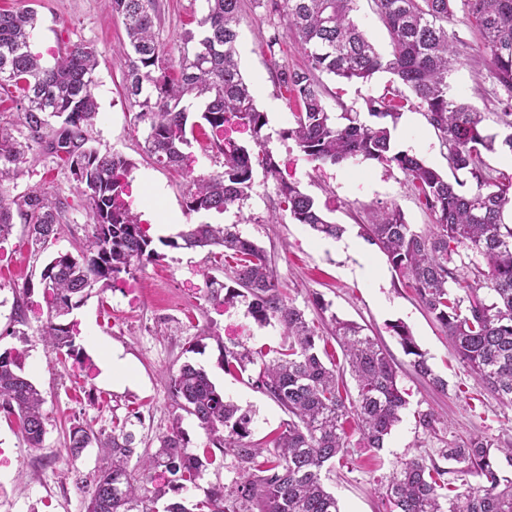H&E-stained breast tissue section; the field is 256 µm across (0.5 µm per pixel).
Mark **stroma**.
<instances>
[{"label": "stroma", "instance_id": "35a3bbf8", "mask_svg": "<svg viewBox=\"0 0 512 512\" xmlns=\"http://www.w3.org/2000/svg\"><path fill=\"white\" fill-rule=\"evenodd\" d=\"M28 7L38 15L34 35L46 49L45 63H52L54 55L70 44L94 46L99 104L95 145L102 151L120 152L133 162L135 211L159 217L172 208L181 211L182 224L231 223L229 214L187 213L183 173L156 166L142 152L143 137L136 132L122 97L125 64L116 47L125 38L124 26L104 0H0V10ZM158 7L160 35L173 47L184 31L195 28L205 0H158ZM448 30L456 37L460 56L459 66L448 78L449 95L470 103L482 113L491 131H499L496 81L463 12H456ZM269 31L262 9L248 0L238 56L258 108L268 114L270 146L289 180L299 182L330 221L343 225L347 235L359 240L361 249L354 252L337 247L334 239L321 237L304 224L288 220L266 223L277 196L272 180L259 168L254 171V192L245 208L252 220L241 225L240 231L266 250L290 300L304 309L308 320L324 332L330 329L331 316L355 321L378 339L399 366L400 385L408 401L401 422L378 451L364 447L355 424L347 423V453L325 480L342 512H387L378 490L387 484L398 461L436 454L438 449L452 447L472 434L504 445L511 443L512 403L486 391L456 359L448 337L424 312L411 288L399 281L379 248L364 239L363 225L370 223L374 209L386 205H398L416 230L432 224V216L406 176L397 168L372 160L318 169L293 141L279 138L291 114L285 93L272 74L279 64H303L304 56L290 40L276 53H269ZM391 80L390 74L379 73L371 83L360 85L324 76L327 105L335 113L344 107L365 112L366 98L386 93ZM272 101L277 103V110H269ZM397 104V150L447 171V151L427 123L423 108L406 89ZM157 186L163 190L158 197L152 193ZM69 187L64 171L40 162L31 166L18 184L1 185L0 193L10 199L31 188L67 194L75 209L64 234L51 247L57 253L73 250L88 232L85 212L78 209L79 199ZM182 224L164 227V236L176 235ZM45 262V257L31 253L23 225H15L12 236L0 244V352L19 344L17 337L5 332L14 303L12 286L30 282L33 290L24 327L29 339L24 372L41 391L46 415L43 446L33 451L25 444L15 420L0 414V448L9 458L8 464L0 466V512H83L78 487L92 481L105 466L107 456L103 449L91 447L78 460H69L66 446L71 424L81 421L108 432L114 423L136 413L141 417L136 427L140 448L156 447L158 436L166 432L176 411L164 374L186 362L204 369L226 399L253 410V440L272 439L284 418L283 411L275 401L225 372L224 349L236 343L255 350L277 347L284 338L279 326L258 325L245 305L227 309L210 301L206 277L224 281L232 258L217 262L202 249L162 248L158 260L116 288L91 296L73 311L72 318L80 329L76 342L84 351L85 363L67 369L38 339L46 312L38 286ZM317 298L328 304V312L314 306ZM397 321L408 325L429 365L447 380V392L433 390L414 374L409 356L389 329ZM114 352L128 363L127 375L117 381L103 370L107 356ZM428 410L439 417L438 430L433 434L418 428L415 421L417 412Z\"/></svg>", "mask_w": 512, "mask_h": 512}]
</instances>
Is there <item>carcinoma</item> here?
Instances as JSON below:
<instances>
[{
    "instance_id": "obj_1",
    "label": "carcinoma",
    "mask_w": 512,
    "mask_h": 512,
    "mask_svg": "<svg viewBox=\"0 0 512 512\" xmlns=\"http://www.w3.org/2000/svg\"><path fill=\"white\" fill-rule=\"evenodd\" d=\"M205 2L198 30L184 32L173 54L155 30L158 0H109L126 34L119 49L125 61L124 102L134 125L142 128L147 153L164 168L182 169L195 130L209 129L204 148L222 159V171L186 173V209L231 212L235 221L190 224L159 243L174 249L221 248L236 256L227 282L209 283L211 299L245 303L255 322L280 326L288 342L270 359L242 345L226 346L224 370L243 373L259 366L248 383L277 402L288 419L273 447L263 448L250 440L253 411L225 400L204 369L186 362L168 372L177 408L197 419L212 446L237 461L232 492L213 485L189 507L176 496L196 484L215 459L190 450L180 414L153 450L137 453L136 435L124 426L107 435L77 423L67 453L75 460L94 445L110 459L83 490L84 512H340L322 471L347 452L350 416L364 447H383L407 404L399 367L363 327L333 313L332 336L356 385V396L343 394V373L320 354L323 337L288 298L265 250L239 231L238 225L251 222L244 207L254 190L256 165L274 181L278 197L267 222L287 218L331 238L345 228L329 221L312 196L283 176L269 147L267 114L257 107L237 59L243 0ZM256 2L277 20L266 43L269 52L289 38L305 56L301 67L275 70L278 86L289 93L292 116L280 137L321 166L374 160L405 174L433 224L417 231L391 205L375 211L365 237L413 289L452 341L459 361L488 390L512 402V224L505 222V212L512 211V179L502 181L482 159L484 151L512 150V0H372L389 36L385 54L353 21L357 0ZM458 9L477 33L491 75L505 93L498 122L511 132L503 136L490 132L471 105L448 96V74L459 64L448 21ZM36 21L32 9L0 12V92L16 103V111L0 112V184L25 176L28 160H44L69 172L84 202L88 234L75 251L52 256L39 281L46 295L40 340L59 363L80 367L83 349L69 315L93 291L115 287L160 253L129 201L133 163L93 145L94 47L74 43L45 67L30 50ZM378 72L393 75L411 91L447 149L450 169L470 174L474 188L464 191V182L452 184L416 156L393 152L389 123L399 112L388 95L366 99L369 116L376 118L372 123L357 112H329L321 75L363 84ZM198 108L197 119L189 121ZM71 209L66 198L37 189L11 200L0 194V242L18 220L34 250L43 251L63 232ZM30 292L28 282L13 287L15 325L26 322ZM390 328L405 354L414 356V373L433 389L447 391L448 382L428 365L409 327L398 322ZM24 354L17 348L0 352V411L16 417L27 446L39 449L46 434L44 398L24 374ZM134 456L135 471L129 469ZM440 458L461 465L462 475L478 476L481 485L450 488L445 478L450 470ZM505 464L512 467L511 445L502 448L489 437L472 435L441 450L437 459L400 461L382 488V500L388 512H512V478L502 475Z\"/></svg>"
}]
</instances>
